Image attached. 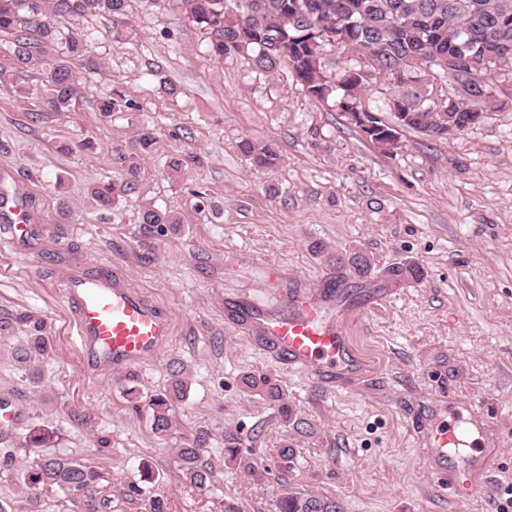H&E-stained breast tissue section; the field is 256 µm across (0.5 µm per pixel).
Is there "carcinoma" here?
<instances>
[{"label":"carcinoma","mask_w":512,"mask_h":512,"mask_svg":"<svg viewBox=\"0 0 512 512\" xmlns=\"http://www.w3.org/2000/svg\"><path fill=\"white\" fill-rule=\"evenodd\" d=\"M192 22L209 35V48L218 57L242 56L252 72L268 77L283 61L295 71L306 92L343 112H377L365 107L362 92L372 78L389 81L396 74L406 81L402 92L386 103L399 126L435 133L453 123L467 130L479 121L473 117L478 100L492 97L494 80L503 72L512 74V0H176ZM127 0H0V34L12 37L14 55L28 64L39 45L54 39L50 15L107 12L125 15ZM455 60L460 72H480L488 81L475 84L468 95L453 104L438 105L428 84L417 73L430 67L445 73L444 65ZM75 91V75L67 64H55L46 74L47 103L56 111L69 105ZM135 109L137 105L120 92L104 102L103 112ZM241 153L258 168L275 166L280 156L275 144L244 139ZM117 188L96 186L90 195L101 208L112 205ZM142 221L165 232L177 218L153 206L144 209ZM352 273L359 279L371 275L370 259L355 253L349 258ZM394 279L419 280L421 267L415 262L387 269ZM36 335L13 351V359L33 383L40 382L41 364L51 351L49 339ZM242 383L280 402L285 422L293 411L282 388L263 375L246 374ZM186 388L183 368L170 370V384L153 398L154 429L159 435L172 425L171 404ZM181 470L190 484L207 485L212 472L201 462L200 448L178 449ZM99 472L79 460L59 455L40 456L22 474L19 488L32 507L38 506L34 490L47 487L92 492ZM278 512H343L327 497L286 491L278 501Z\"/></svg>","instance_id":"carcinoma-1"}]
</instances>
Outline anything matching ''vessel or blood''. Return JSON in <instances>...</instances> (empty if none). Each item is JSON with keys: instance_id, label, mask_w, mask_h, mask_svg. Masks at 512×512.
Masks as SVG:
<instances>
[{"instance_id": "b4317fda", "label": "vessel or blood", "mask_w": 512, "mask_h": 512, "mask_svg": "<svg viewBox=\"0 0 512 512\" xmlns=\"http://www.w3.org/2000/svg\"><path fill=\"white\" fill-rule=\"evenodd\" d=\"M0 220L12 224L14 244L38 231L32 222L29 200L23 191H0ZM275 292L286 295L288 309L273 314L258 306H243V325L257 329L265 351L287 367L334 383L336 376L361 369L346 329L328 314V302L319 289L291 290L278 274H271ZM73 316L72 335L81 347L89 371L104 366L122 369L156 358L172 334V323L140 292L116 281L110 271L90 278H75L63 287ZM465 431L456 423L424 430L426 469L440 487L460 500L475 496L480 477L495 468L497 452L482 456L461 469L448 463V451L463 444Z\"/></svg>"}]
</instances>
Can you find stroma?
Instances as JSON below:
<instances>
[{
	"label": "stroma",
	"mask_w": 512,
	"mask_h": 512,
	"mask_svg": "<svg viewBox=\"0 0 512 512\" xmlns=\"http://www.w3.org/2000/svg\"><path fill=\"white\" fill-rule=\"evenodd\" d=\"M50 22L55 40L25 66L0 37V169L32 189L39 226L17 248L0 223V400L26 411L0 432V500L27 512L18 479L36 457L26 443L36 428L52 452L100 474L91 493L40 491V512H152L156 498L165 512H224L228 502L276 512L287 489L344 512H497L512 484V110L448 140L406 129L385 149L311 97L291 68L259 78L243 58L209 54L206 34L167 0H128L117 38L108 13ZM72 37L88 52L70 60L75 93L55 111L46 72ZM116 91L136 109L101 112ZM146 129L155 144L140 154ZM245 139L275 143L277 165L252 167L239 151ZM107 184L120 192L102 209L90 190ZM149 205L179 224L158 235L142 221ZM357 251L374 265L363 280L336 264ZM400 262L424 277H388ZM271 265L288 287L329 290L362 374L322 385L239 327L238 301L285 311L268 291ZM105 267L170 317L173 334L156 359L93 374L61 289ZM32 321L52 343L36 385L12 357ZM175 362L187 368V390L162 437L150 400ZM247 373L280 384L297 425L242 385ZM473 408L499 458L480 494L460 503L424 470L412 423L463 421ZM195 440L212 471L202 488L176 456ZM285 442L295 450L288 462L278 456Z\"/></svg>",
	"instance_id": "obj_1"
}]
</instances>
